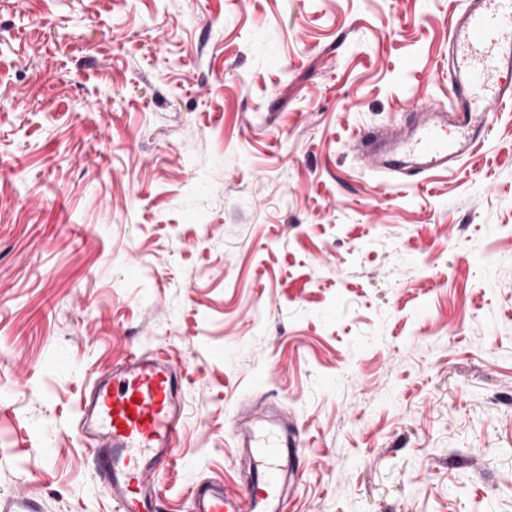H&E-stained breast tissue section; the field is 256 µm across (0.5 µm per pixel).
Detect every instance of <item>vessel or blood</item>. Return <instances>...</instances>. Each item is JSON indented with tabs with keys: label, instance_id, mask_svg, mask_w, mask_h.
<instances>
[{
	"label": "vessel or blood",
	"instance_id": "1",
	"mask_svg": "<svg viewBox=\"0 0 512 512\" xmlns=\"http://www.w3.org/2000/svg\"><path fill=\"white\" fill-rule=\"evenodd\" d=\"M448 103L410 104L399 130L359 134L369 171L423 186L429 174L461 164L488 140L493 113L512 107V0H465L448 17ZM185 375L159 350L134 351L97 375L81 399L78 433L116 512H158L153 476L178 455L185 422ZM231 434L252 477L229 488L197 483L192 512H286L303 460L296 420L270 401L243 405Z\"/></svg>",
	"mask_w": 512,
	"mask_h": 512
}]
</instances>
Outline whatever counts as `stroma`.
<instances>
[{
    "label": "stroma",
    "mask_w": 512,
    "mask_h": 512,
    "mask_svg": "<svg viewBox=\"0 0 512 512\" xmlns=\"http://www.w3.org/2000/svg\"><path fill=\"white\" fill-rule=\"evenodd\" d=\"M462 3L0 0V512H113L76 422L137 349L189 376L167 512L248 398L288 512H512V109L419 188L354 140L447 103Z\"/></svg>",
    "instance_id": "35a3bbf8"
}]
</instances>
